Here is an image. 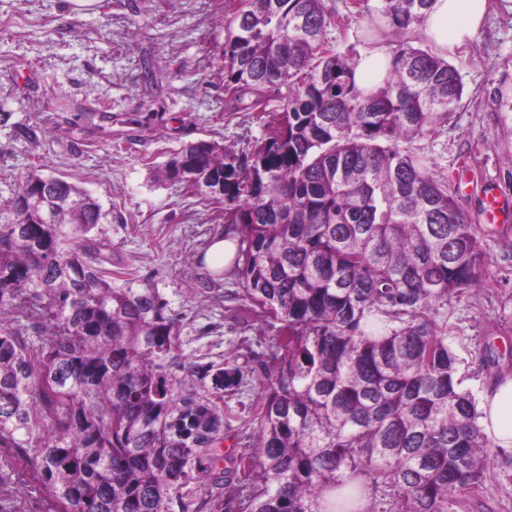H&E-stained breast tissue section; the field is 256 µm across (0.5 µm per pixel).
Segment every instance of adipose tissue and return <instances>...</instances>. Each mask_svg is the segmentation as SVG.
I'll use <instances>...</instances> for the list:
<instances>
[{
	"mask_svg": "<svg viewBox=\"0 0 512 512\" xmlns=\"http://www.w3.org/2000/svg\"><path fill=\"white\" fill-rule=\"evenodd\" d=\"M488 0H434L422 25L425 35L440 52L462 43L482 24ZM480 422L502 447L512 446V377L499 382L482 398Z\"/></svg>",
	"mask_w": 512,
	"mask_h": 512,
	"instance_id": "ef3b65f1",
	"label": "adipose tissue"
}]
</instances>
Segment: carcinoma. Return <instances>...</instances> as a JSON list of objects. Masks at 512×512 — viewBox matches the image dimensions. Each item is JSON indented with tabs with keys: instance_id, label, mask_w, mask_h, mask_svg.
<instances>
[{
	"instance_id": "carcinoma-1",
	"label": "carcinoma",
	"mask_w": 512,
	"mask_h": 512,
	"mask_svg": "<svg viewBox=\"0 0 512 512\" xmlns=\"http://www.w3.org/2000/svg\"><path fill=\"white\" fill-rule=\"evenodd\" d=\"M432 3L345 2L363 40L391 45L389 77L365 93L361 55L327 37L328 0H239L225 22L228 111L263 112L286 87L284 118L251 153L201 141L159 170L206 198L224 183L245 299L287 332L262 363L242 512H453L456 493L499 482L428 315L487 266L480 228L418 145L464 95L447 58L406 39ZM488 100L512 112L511 74ZM35 179L17 187L26 210L0 205V457L33 462L61 512H189L184 489L212 474L220 401L241 370L185 367L158 291L112 286L122 272L91 235L97 200Z\"/></svg>"
}]
</instances>
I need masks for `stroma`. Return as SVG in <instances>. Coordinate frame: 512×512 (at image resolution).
Wrapping results in <instances>:
<instances>
[{
  "label": "stroma",
  "mask_w": 512,
  "mask_h": 512,
  "mask_svg": "<svg viewBox=\"0 0 512 512\" xmlns=\"http://www.w3.org/2000/svg\"><path fill=\"white\" fill-rule=\"evenodd\" d=\"M227 0H0V203L30 172L59 176L90 192L102 219L94 236L138 285L156 288L179 321L182 361L242 368L224 392V439L214 466L225 479L193 487L197 512H237L248 493L236 469L256 444L253 411L261 397L259 363L275 351L278 324L243 300L239 273L211 271L205 254L225 223L224 205L184 183L158 176L184 145L214 141L251 151L264 124L277 122L286 95L263 115L230 112L224 94ZM464 84L463 106L424 139L438 176L457 190L462 208L483 228L490 278L449 295L430 312L448 327L461 387L482 398L512 377V221H483L486 187L512 202V112H494L487 91L512 72V13L493 6L468 43L448 53ZM155 79H148L147 71ZM108 112V122L87 113ZM37 139L18 137L17 127ZM500 352L499 367L483 361ZM47 485L31 478L0 484V512H38Z\"/></svg>",
  "instance_id": "obj_1"
}]
</instances>
